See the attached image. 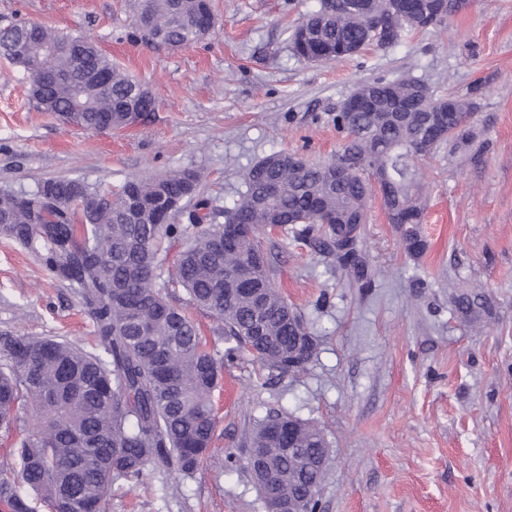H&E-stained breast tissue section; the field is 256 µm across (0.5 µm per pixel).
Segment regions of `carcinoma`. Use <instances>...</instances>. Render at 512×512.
I'll return each instance as SVG.
<instances>
[{
  "label": "carcinoma",
  "instance_id": "cac0c4a2",
  "mask_svg": "<svg viewBox=\"0 0 512 512\" xmlns=\"http://www.w3.org/2000/svg\"><path fill=\"white\" fill-rule=\"evenodd\" d=\"M362 6L349 11L340 0H319L291 34L295 55L329 62L381 43L378 28L390 46L443 24L414 22L393 11L390 0H362ZM135 17L143 20L134 27L136 37L174 48L200 41L216 23L213 0H137ZM18 41L35 50L55 48L31 87L39 111L93 132L107 125L122 130L129 113L154 111L151 93L88 40L35 23L0 29V54L25 67L26 59L8 50ZM358 89L375 109L346 126L336 115L347 133L341 152L364 161L360 175L343 182L330 177L328 163L288 168L272 153L246 172V190L224 208L211 205L188 169L134 177L114 193L83 179H48L22 195L0 193V236L43 256L56 279L78 288L100 347L94 353L34 336L0 339V431L16 427L20 405H31L34 419L16 448L17 479L0 481L7 512H34L23 487L51 512H106L116 478L137 479L152 464L185 475L198 469L211 449L212 394L222 383L224 359L207 349L196 323L168 299L176 288L214 318L230 343L227 357L247 353L281 375L304 370L317 345L301 336L308 330L302 317L286 318L288 303L273 284L274 257L256 236L260 228L296 226L297 238L368 288L361 226L373 180L386 174L395 197L385 200L392 208L387 219L405 227L406 253L420 255L423 184L410 148L427 136L434 112L459 115L438 142L466 140L476 103L452 94L436 98L416 77L364 82ZM136 199L145 208L133 219ZM183 212L199 214L200 222L175 225ZM328 217L336 223H325ZM226 224L242 234L224 240ZM175 237L184 243L166 273L159 254L163 239ZM453 304L466 322L490 300L475 285L456 294ZM326 447L323 431L292 413L272 411L256 422L245 468L266 509L290 490L296 512H318L319 495L306 496V488L322 487L325 471L314 460Z\"/></svg>",
  "mask_w": 512,
  "mask_h": 512
}]
</instances>
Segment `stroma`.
<instances>
[{"instance_id":"stroma-1","label":"stroma","mask_w":512,"mask_h":512,"mask_svg":"<svg viewBox=\"0 0 512 512\" xmlns=\"http://www.w3.org/2000/svg\"><path fill=\"white\" fill-rule=\"evenodd\" d=\"M215 5L209 35L172 49L130 38L133 0H0V28L32 22L86 37L156 99L128 128L86 131L38 111L29 74L0 55V191L49 178L116 191L189 168L227 206L268 154L331 161L344 140L334 118L363 82L415 76L478 109L468 143L417 160L419 259L372 197L362 232L371 287L290 231H259L280 253L273 282L316 337V357L285 376L246 356L225 363L215 455L191 477L152 466L115 480L106 512H265L240 461L245 433L272 409L324 433L332 460L321 512H512V0H469L445 26L322 64L298 59L290 40L318 0ZM458 281L484 285L495 316L460 322L449 288ZM23 334L94 345L78 289L0 238V336Z\"/></svg>"}]
</instances>
